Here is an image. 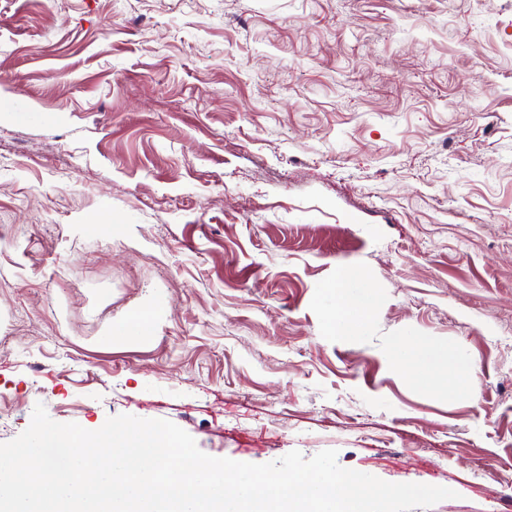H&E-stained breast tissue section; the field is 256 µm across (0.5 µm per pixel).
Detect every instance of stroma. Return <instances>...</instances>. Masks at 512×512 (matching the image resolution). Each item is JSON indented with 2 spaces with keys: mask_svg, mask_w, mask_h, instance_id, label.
Listing matches in <instances>:
<instances>
[{
  "mask_svg": "<svg viewBox=\"0 0 512 512\" xmlns=\"http://www.w3.org/2000/svg\"><path fill=\"white\" fill-rule=\"evenodd\" d=\"M4 102L0 443L129 414L512 512V0H0ZM326 291L333 298L330 319L336 332H355L363 323L365 312L374 303L372 287L347 270H340ZM395 357L403 364L406 376L421 388L443 382L453 389L459 381L471 379L476 373L470 359L447 349L438 350L414 338H405Z\"/></svg>",
  "mask_w": 512,
  "mask_h": 512,
  "instance_id": "35a3bbf8",
  "label": "stroma"
}]
</instances>
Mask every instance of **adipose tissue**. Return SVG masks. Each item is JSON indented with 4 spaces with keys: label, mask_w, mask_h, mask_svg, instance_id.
<instances>
[{
    "label": "adipose tissue",
    "mask_w": 512,
    "mask_h": 512,
    "mask_svg": "<svg viewBox=\"0 0 512 512\" xmlns=\"http://www.w3.org/2000/svg\"><path fill=\"white\" fill-rule=\"evenodd\" d=\"M326 290L333 298L330 319L337 333L343 335L359 329L366 311L374 303L371 286L349 271L342 270ZM395 357L403 364L407 377L421 388L435 382L452 388L459 381L473 378L476 373L470 359L447 349H436L414 338L404 339Z\"/></svg>",
    "instance_id": "ef3b65f1"
}]
</instances>
